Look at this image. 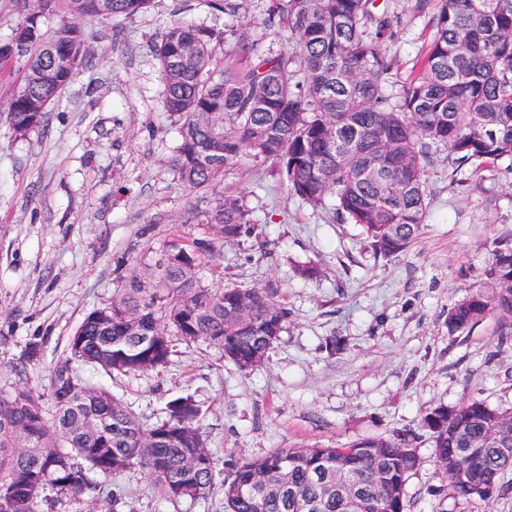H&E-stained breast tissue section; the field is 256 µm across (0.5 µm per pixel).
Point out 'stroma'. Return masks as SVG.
I'll return each mask as SVG.
<instances>
[{
  "mask_svg": "<svg viewBox=\"0 0 512 512\" xmlns=\"http://www.w3.org/2000/svg\"><path fill=\"white\" fill-rule=\"evenodd\" d=\"M414 0H393L400 18L387 52L402 83L426 45L427 17ZM221 28L234 18L202 0H154L134 19L97 20L88 53L40 127L19 136L0 119V386L46 388L52 365L86 314L107 306L134 267L154 264L174 235H212L186 223L206 199L170 167L177 123L161 102L151 48L174 22ZM424 233L406 253L375 254L360 228L289 193L271 164L247 162L240 184L253 213L251 237L224 244L199 268L204 284L250 285L284 297L288 324L264 365L238 370L199 344L177 345L170 362L144 375L83 368L140 417H163L177 397L195 401L222 469L241 455L419 429L424 408L477 398L512 407V336L488 314L471 332L448 333V310L484 277L492 243L512 237V172L456 170L447 153L427 168ZM320 276L302 278L300 265ZM340 348L329 353L325 342ZM41 356L17 374L29 344ZM422 442L423 463L405 485L408 512H512L505 495L451 497ZM136 512H224V494L179 503L141 469L107 479Z\"/></svg>",
  "mask_w": 512,
  "mask_h": 512,
  "instance_id": "obj_1",
  "label": "stroma"
}]
</instances>
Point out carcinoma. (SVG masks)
Returning <instances> with one entry per match:
<instances>
[{
    "instance_id": "cac0c4a2",
    "label": "carcinoma",
    "mask_w": 512,
    "mask_h": 512,
    "mask_svg": "<svg viewBox=\"0 0 512 512\" xmlns=\"http://www.w3.org/2000/svg\"><path fill=\"white\" fill-rule=\"evenodd\" d=\"M17 22L0 41V75L12 76L9 127L41 125L84 61L86 23L132 19L153 0H11ZM240 23L224 30L178 22L153 48L163 106L177 118L173 171L191 192L212 191L196 217L218 236L183 237L151 268L130 270L112 302L88 313L50 370L43 392L0 387V499L28 489L11 512H65L99 497L102 482L139 467L174 501L207 499L217 459L188 397L141 420L80 368L135 375L169 362L175 341L205 344L241 371L264 364L288 322L269 288H210L198 277L223 242L249 232L252 211L228 181L247 160L269 162L291 194L313 206L334 200L375 253H405L420 237L426 167L442 149L469 163L512 170V0H415L430 16L417 74L392 93L387 43L398 17L377 0H267L265 26L286 36L260 49L248 0H206ZM61 23L45 29L48 18ZM224 185L218 190L216 186ZM479 289L448 310V331L472 329L491 311L512 335V243H495ZM423 434L359 438L340 447L275 448L242 456L222 479L224 512H348L336 484L359 488L358 512H407L408 474L427 436L453 497L491 501L512 456V408L466 399L425 408Z\"/></svg>"
}]
</instances>
